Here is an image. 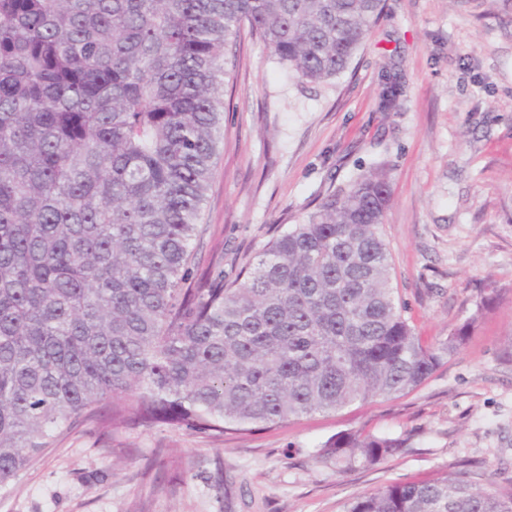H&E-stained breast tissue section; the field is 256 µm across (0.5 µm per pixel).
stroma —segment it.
Here are the masks:
<instances>
[{
    "instance_id": "1",
    "label": "stroma",
    "mask_w": 512,
    "mask_h": 512,
    "mask_svg": "<svg viewBox=\"0 0 512 512\" xmlns=\"http://www.w3.org/2000/svg\"><path fill=\"white\" fill-rule=\"evenodd\" d=\"M224 144L192 267L233 275L280 224L382 169L393 285L424 343L487 282L508 290L419 387L223 439L184 427L113 434L80 422L9 490L0 512H344L353 498L437 473L512 484V0H386L349 69L299 86L250 36L230 65ZM403 96L379 107L384 77ZM408 449L342 473L316 458L340 432Z\"/></svg>"
}]
</instances>
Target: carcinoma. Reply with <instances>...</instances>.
Segmentation results:
<instances>
[{"instance_id": "1", "label": "carcinoma", "mask_w": 512, "mask_h": 512, "mask_svg": "<svg viewBox=\"0 0 512 512\" xmlns=\"http://www.w3.org/2000/svg\"><path fill=\"white\" fill-rule=\"evenodd\" d=\"M385 0H0V488L63 431L101 419L216 438L420 386L500 289L421 341L370 171L269 240L235 279L189 282L243 27L302 84L343 73ZM388 77L381 108L399 106ZM406 447L327 440L336 471ZM344 512H512V489L439 475Z\"/></svg>"}]
</instances>
